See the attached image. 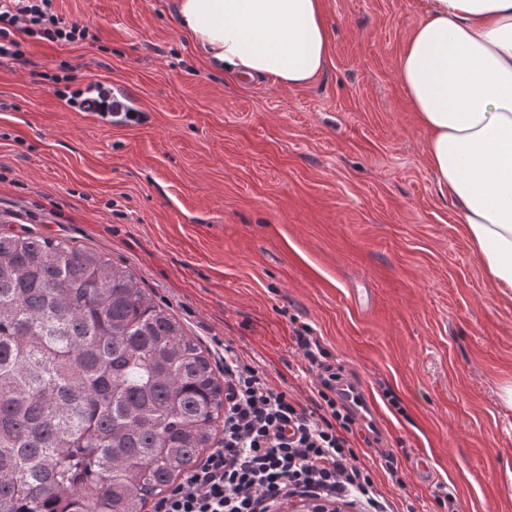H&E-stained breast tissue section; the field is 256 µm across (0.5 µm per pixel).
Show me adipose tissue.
<instances>
[{"instance_id": "1", "label": "adipose tissue", "mask_w": 512, "mask_h": 512, "mask_svg": "<svg viewBox=\"0 0 512 512\" xmlns=\"http://www.w3.org/2000/svg\"><path fill=\"white\" fill-rule=\"evenodd\" d=\"M204 54L248 79L312 82L329 58L322 0H174ZM427 163L483 271L512 297V0H423L398 63Z\"/></svg>"}]
</instances>
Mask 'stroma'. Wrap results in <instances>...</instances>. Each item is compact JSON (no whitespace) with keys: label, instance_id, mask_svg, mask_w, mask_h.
<instances>
[{"label":"stroma","instance_id":"obj_1","mask_svg":"<svg viewBox=\"0 0 512 512\" xmlns=\"http://www.w3.org/2000/svg\"><path fill=\"white\" fill-rule=\"evenodd\" d=\"M172 2L55 0L86 39L30 38L24 65L0 64V232L127 265L211 361L228 340L303 401L307 331L371 402L361 462L392 512H512V300L397 74L422 0H323L328 61L291 89L213 67ZM92 81L135 119L72 110Z\"/></svg>","mask_w":512,"mask_h":512}]
</instances>
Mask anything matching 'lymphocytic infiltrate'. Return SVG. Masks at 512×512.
<instances>
[{
  "label": "lymphocytic infiltrate",
  "mask_w": 512,
  "mask_h": 512,
  "mask_svg": "<svg viewBox=\"0 0 512 512\" xmlns=\"http://www.w3.org/2000/svg\"><path fill=\"white\" fill-rule=\"evenodd\" d=\"M53 2L0 0L1 62L24 63L22 34L57 44L87 36L86 26L64 20ZM298 344L315 374L306 405L225 347L223 436L152 512H273L294 495L351 499L363 512H389L349 438L355 417L336 391L339 375L322 371L326 350L310 336H299Z\"/></svg>",
  "instance_id": "obj_1"
}]
</instances>
